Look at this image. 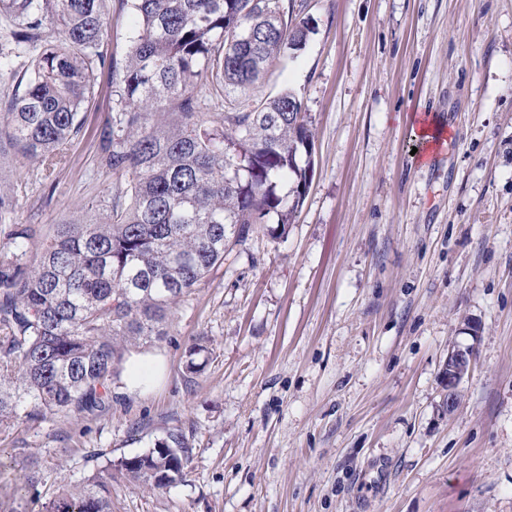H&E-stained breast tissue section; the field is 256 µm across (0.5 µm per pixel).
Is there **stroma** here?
<instances>
[{"instance_id":"obj_1","label":"stroma","mask_w":512,"mask_h":512,"mask_svg":"<svg viewBox=\"0 0 512 512\" xmlns=\"http://www.w3.org/2000/svg\"><path fill=\"white\" fill-rule=\"evenodd\" d=\"M104 53L124 59L130 4L111 0ZM316 31L259 84L298 91L314 169L281 240L233 245L138 350L99 415L0 427V512H46L108 460L182 433V482L112 481V512H512V0H304ZM55 188L7 160L14 220L95 218L111 76ZM448 135L418 155L419 121ZM207 350L185 368L195 342ZM475 346L448 406L442 370ZM36 466L39 481L24 476Z\"/></svg>"}]
</instances>
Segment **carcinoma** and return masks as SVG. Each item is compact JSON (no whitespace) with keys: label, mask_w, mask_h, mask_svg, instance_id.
Segmentation results:
<instances>
[{"label":"carcinoma","mask_w":512,"mask_h":512,"mask_svg":"<svg viewBox=\"0 0 512 512\" xmlns=\"http://www.w3.org/2000/svg\"><path fill=\"white\" fill-rule=\"evenodd\" d=\"M109 2L0 0V75L12 83L0 157L37 159L54 188L106 67L112 113L95 157L117 179L102 219L58 224L45 239L14 222L17 191L0 190V427L105 411L125 355L163 339L174 306L231 245L258 227L280 238L308 188L314 133L302 98L251 94L315 31L292 0H131L122 64L101 50ZM188 459L171 434L62 489L47 512H112L114 476L165 488Z\"/></svg>","instance_id":"1"}]
</instances>
